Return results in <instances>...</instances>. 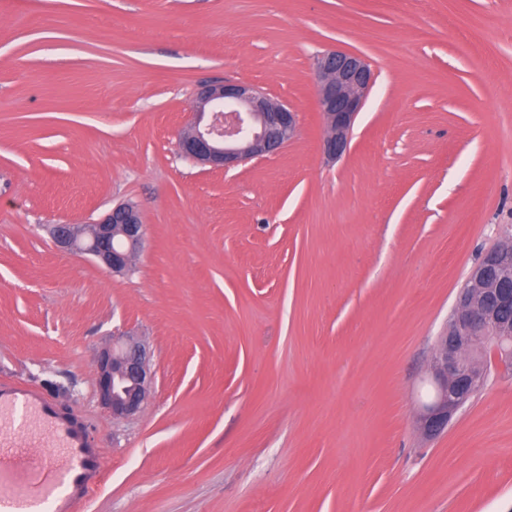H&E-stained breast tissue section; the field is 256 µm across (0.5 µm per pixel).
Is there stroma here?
<instances>
[{
  "label": "stroma",
  "instance_id": "1",
  "mask_svg": "<svg viewBox=\"0 0 512 512\" xmlns=\"http://www.w3.org/2000/svg\"><path fill=\"white\" fill-rule=\"evenodd\" d=\"M458 6L477 34L445 0H0V376L88 423L109 471L81 512H512V376L415 425L458 292L512 235V0ZM330 49L374 74L336 160ZM224 80L299 118L226 173L177 151ZM125 202L127 273L46 231ZM129 338L154 378L117 420L96 360Z\"/></svg>",
  "mask_w": 512,
  "mask_h": 512
}]
</instances>
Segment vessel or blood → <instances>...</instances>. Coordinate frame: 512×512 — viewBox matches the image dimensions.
Masks as SVG:
<instances>
[{
  "mask_svg": "<svg viewBox=\"0 0 512 512\" xmlns=\"http://www.w3.org/2000/svg\"><path fill=\"white\" fill-rule=\"evenodd\" d=\"M107 468L88 428L55 397L0 380V512H80Z\"/></svg>",
  "mask_w": 512,
  "mask_h": 512,
  "instance_id": "1",
  "label": "vessel or blood"
}]
</instances>
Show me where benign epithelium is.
<instances>
[{
    "label": "benign epithelium",
    "instance_id": "7a95c632",
    "mask_svg": "<svg viewBox=\"0 0 512 512\" xmlns=\"http://www.w3.org/2000/svg\"><path fill=\"white\" fill-rule=\"evenodd\" d=\"M316 95L328 135L323 151L337 158L347 151L354 122L373 83L366 60L332 50L316 61ZM192 118L177 141L180 155L196 164L230 170L272 155L297 134L298 113L256 86L234 80L202 84ZM55 246L92 257L114 272L123 271L142 247L145 225L139 210L120 203L90 225L53 224ZM512 240L498 242L475 264L458 294L448 329L436 338L417 424L428 438L439 436L490 369L512 371ZM151 384L145 349L129 343L101 352L96 391L115 419L141 412Z\"/></svg>",
    "mask_w": 512,
    "mask_h": 512
}]
</instances>
